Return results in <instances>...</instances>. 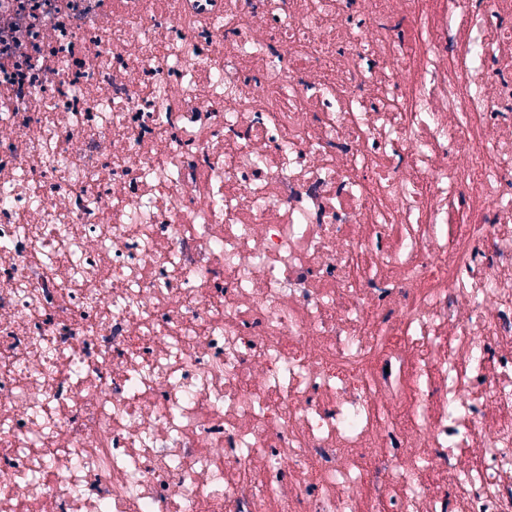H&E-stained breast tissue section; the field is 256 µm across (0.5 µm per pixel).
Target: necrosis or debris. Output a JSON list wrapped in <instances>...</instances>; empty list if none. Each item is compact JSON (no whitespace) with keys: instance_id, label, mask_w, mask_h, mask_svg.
I'll use <instances>...</instances> for the list:
<instances>
[{"instance_id":"1","label":"necrosis or debris","mask_w":512,"mask_h":512,"mask_svg":"<svg viewBox=\"0 0 512 512\" xmlns=\"http://www.w3.org/2000/svg\"><path fill=\"white\" fill-rule=\"evenodd\" d=\"M0 512H512V0H0Z\"/></svg>"}]
</instances>
